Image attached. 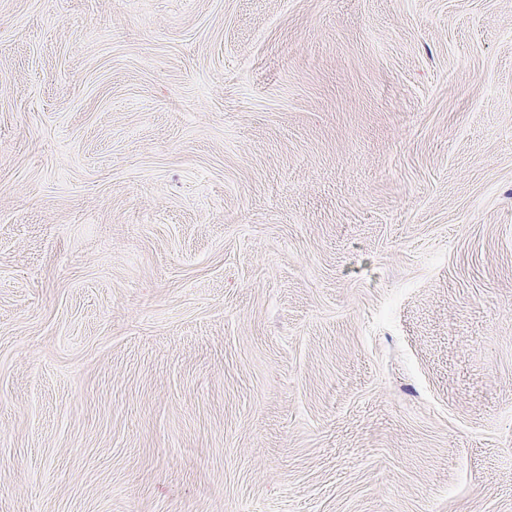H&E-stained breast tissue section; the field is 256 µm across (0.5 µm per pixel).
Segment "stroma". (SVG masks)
<instances>
[{
  "label": "stroma",
  "mask_w": 512,
  "mask_h": 512,
  "mask_svg": "<svg viewBox=\"0 0 512 512\" xmlns=\"http://www.w3.org/2000/svg\"><path fill=\"white\" fill-rule=\"evenodd\" d=\"M0 512H512V0H0Z\"/></svg>",
  "instance_id": "1"
}]
</instances>
